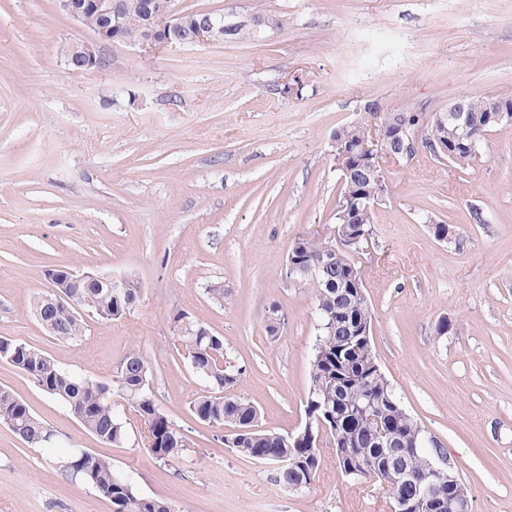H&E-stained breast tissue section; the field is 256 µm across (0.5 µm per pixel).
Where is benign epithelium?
Masks as SVG:
<instances>
[{
  "mask_svg": "<svg viewBox=\"0 0 512 512\" xmlns=\"http://www.w3.org/2000/svg\"><path fill=\"white\" fill-rule=\"evenodd\" d=\"M63 11L71 15L82 24L87 23L88 15L92 14L100 20V27L95 35L101 41H112L118 38L121 29L122 13L117 9L116 0H58ZM151 12L160 17L159 25L150 26L142 36L133 41V45L145 50L156 47H184L205 45L224 41V17L207 16L194 25L192 37L181 40L170 34V30L183 23L184 15L175 14L171 8V0H152ZM67 65L75 70H91L101 66L97 56L96 46L92 43L73 45L67 54ZM484 120L496 125L512 123V104L499 96L481 98ZM453 125L455 140L449 144L448 155L456 162L468 166L475 162L479 156L476 143L471 141L474 135L471 114L465 106V98H457L448 103L443 113L435 116L431 129L423 130L421 126L413 124L401 116L390 117L385 113L371 112L364 123L365 133L356 141L343 136L342 130L333 135V154L336 168L345 175H359L372 173L380 187V193L375 196H360L351 198L345 196L340 201L338 211L345 224H362L365 217L376 210L379 202L388 192L386 171L389 165L402 161L410 162L422 150L427 149V142L440 135L445 139L448 136V125ZM371 234H359L357 231L341 229L336 236V248L347 253L355 250L359 254L368 252ZM335 253L322 258L320 263L313 267L303 259L290 255L286 264V277L297 279L298 275L317 276L324 272L334 262ZM82 278L91 281L97 280L112 288L115 293H123L129 287V277L124 275L98 276L89 271L83 272ZM444 463L440 467L430 468L429 476L419 477L411 471H398L394 473L397 482L412 487L417 505L413 506L402 498L394 500L391 512H408L417 508V512H435L437 495L435 493L432 477L443 476V468H448V488L452 489L457 483L456 471L452 463L444 456H439Z\"/></svg>",
  "mask_w": 512,
  "mask_h": 512,
  "instance_id": "7a95c632",
  "label": "benign epithelium"
}]
</instances>
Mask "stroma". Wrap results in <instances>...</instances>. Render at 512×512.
I'll return each instance as SVG.
<instances>
[{
    "label": "stroma",
    "mask_w": 512,
    "mask_h": 512,
    "mask_svg": "<svg viewBox=\"0 0 512 512\" xmlns=\"http://www.w3.org/2000/svg\"><path fill=\"white\" fill-rule=\"evenodd\" d=\"M176 12L282 28L251 39L144 54L97 42L58 0H0V336L20 339L112 389L129 438L107 445L5 363L14 391L58 453L86 448L133 471L142 494L175 512H390L379 484L351 480L329 443L309 488L290 492L269 465L237 455L189 404L202 384L183 364L171 317L223 336L244 370L234 395L265 429L304 419L315 298L287 279L301 234L334 229L335 131L382 110L444 111L469 96H512V0H174ZM96 43L102 66L71 70L66 51ZM364 265L378 362L404 409L437 439L471 512H512V123L465 168L424 151L390 167ZM454 225L437 241L428 222ZM135 275L125 317L85 318L82 345L47 335L30 311L48 269ZM224 290L222 303L208 294ZM278 305L276 332L268 308ZM446 335L436 331L440 320ZM140 351L156 397L188 439L156 460L119 390ZM0 512H112L63 479L42 449L0 424Z\"/></svg>",
    "instance_id": "35a3bbf8"
}]
</instances>
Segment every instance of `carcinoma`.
Masks as SVG:
<instances>
[{"label":"carcinoma","mask_w":512,"mask_h":512,"mask_svg":"<svg viewBox=\"0 0 512 512\" xmlns=\"http://www.w3.org/2000/svg\"><path fill=\"white\" fill-rule=\"evenodd\" d=\"M148 0H121L124 28L121 39L134 41L142 32ZM294 244L315 262L329 252L328 239L301 235ZM354 265V255L341 252L334 266L317 278L309 277L316 300L320 328L311 352L310 385L305 416L312 420L313 435L319 436L318 420L328 425L326 433L340 449L336 466L352 479L363 478L369 467L378 482L391 477V460L375 443L373 428L366 425L357 408L369 407L387 422L390 431L407 444L422 440L425 432L400 404L393 386L377 361L371 339L360 340L350 332L364 320H372L368 302L341 284V275ZM130 295H114L98 282L79 288H62L61 296L47 302L36 297L32 312L43 329L63 343L76 345L85 336L83 313L98 319H119L136 306L138 280L130 276ZM178 337L179 356L192 373L205 384L189 410L201 423L222 428L226 425L246 429L242 434L228 436L227 446L237 455L255 460L269 453L294 461L288 470L274 471L273 481L286 489H299L311 484L322 463L321 451L286 438V433L258 428V409L240 397L227 396L225 391L237 385L242 368L228 360L224 337L211 332L181 312L172 317ZM0 362H4L29 378L41 391L55 398L97 440L120 445L128 439V427L112 409V390L104 383L78 375L29 344L0 337ZM120 390L148 428L149 449L155 459H174L186 450V438L177 424L162 410L152 393V375L142 354L127 353L117 367ZM0 423L27 445L50 452L53 468L64 479L79 481L105 499L112 512H175L166 500L139 492L134 475L116 469L112 462L86 448H72L55 455V434L12 390L0 387ZM440 447L420 448L417 453L401 459V466L416 473L429 470Z\"/></svg>","instance_id":"obj_1"}]
</instances>
